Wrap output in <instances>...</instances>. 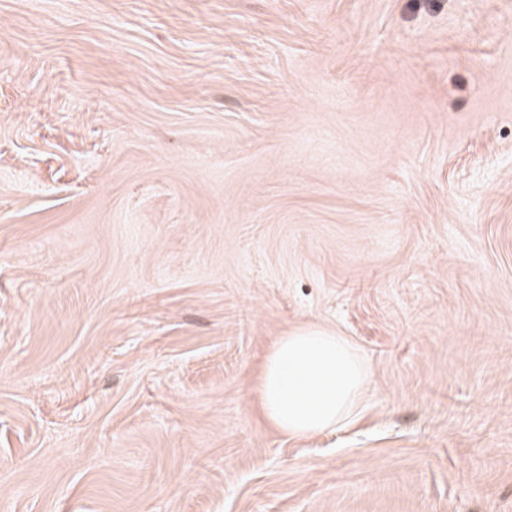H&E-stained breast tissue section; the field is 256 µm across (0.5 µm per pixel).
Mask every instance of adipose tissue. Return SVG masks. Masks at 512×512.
Instances as JSON below:
<instances>
[{
  "mask_svg": "<svg viewBox=\"0 0 512 512\" xmlns=\"http://www.w3.org/2000/svg\"><path fill=\"white\" fill-rule=\"evenodd\" d=\"M369 368L334 330H288L269 348L255 384L265 420L281 434L310 439L341 427L363 400Z\"/></svg>",
  "mask_w": 512,
  "mask_h": 512,
  "instance_id": "ef3b65f1",
  "label": "adipose tissue"
}]
</instances>
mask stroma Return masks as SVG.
<instances>
[{"label": "stroma", "mask_w": 512, "mask_h": 512, "mask_svg": "<svg viewBox=\"0 0 512 512\" xmlns=\"http://www.w3.org/2000/svg\"><path fill=\"white\" fill-rule=\"evenodd\" d=\"M0 512H512V0H0ZM369 368L352 341L319 326L288 330L269 348L255 384L265 420L311 439L341 427L363 400Z\"/></svg>", "instance_id": "obj_1"}]
</instances>
